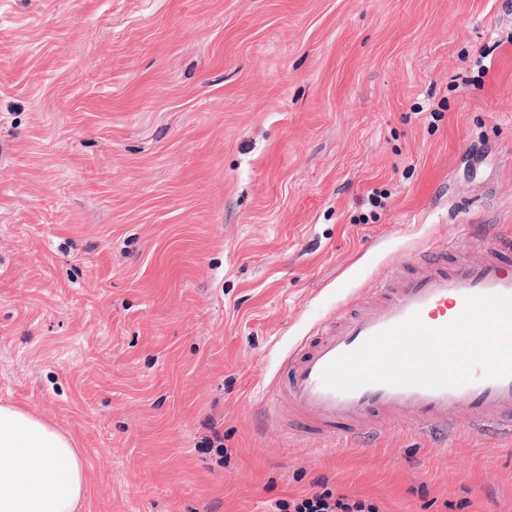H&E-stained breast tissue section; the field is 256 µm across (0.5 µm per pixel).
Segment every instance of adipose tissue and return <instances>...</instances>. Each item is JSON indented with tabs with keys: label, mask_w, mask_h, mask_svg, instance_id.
Listing matches in <instances>:
<instances>
[{
	"label": "adipose tissue",
	"mask_w": 512,
	"mask_h": 512,
	"mask_svg": "<svg viewBox=\"0 0 512 512\" xmlns=\"http://www.w3.org/2000/svg\"><path fill=\"white\" fill-rule=\"evenodd\" d=\"M87 493L86 461L71 436L0 404V512H79Z\"/></svg>",
	"instance_id": "1"
}]
</instances>
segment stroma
<instances>
[{"label":"stroma","instance_id":"1","mask_svg":"<svg viewBox=\"0 0 512 512\" xmlns=\"http://www.w3.org/2000/svg\"><path fill=\"white\" fill-rule=\"evenodd\" d=\"M485 224L512 233V0H0V403L74 439L82 512H512L496 437L321 452L265 397ZM280 512H379L373 503L325 490L276 504Z\"/></svg>","mask_w":512,"mask_h":512}]
</instances>
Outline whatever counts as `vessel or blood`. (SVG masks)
I'll return each mask as SVG.
<instances>
[{
	"label": "vessel or blood",
	"instance_id": "vessel-or-blood-1",
	"mask_svg": "<svg viewBox=\"0 0 512 512\" xmlns=\"http://www.w3.org/2000/svg\"><path fill=\"white\" fill-rule=\"evenodd\" d=\"M477 295L512 296V234L485 232L476 245L418 254L413 269L398 271L291 350L268 396L286 405L291 425L320 447L365 444L384 428L402 424L512 441V377L489 378L478 367L473 381L460 387L374 383L352 392L321 379L327 365L371 336L414 315L426 327H444Z\"/></svg>",
	"mask_w": 512,
	"mask_h": 512
}]
</instances>
